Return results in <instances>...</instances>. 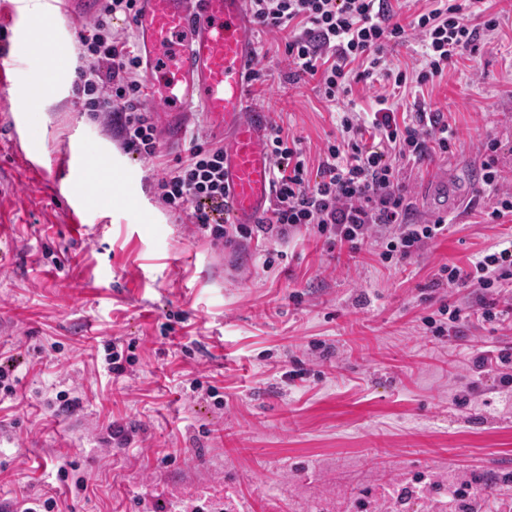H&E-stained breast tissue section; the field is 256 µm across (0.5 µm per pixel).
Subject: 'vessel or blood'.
Masks as SVG:
<instances>
[{
    "label": "vessel or blood",
    "instance_id": "obj_1",
    "mask_svg": "<svg viewBox=\"0 0 512 512\" xmlns=\"http://www.w3.org/2000/svg\"><path fill=\"white\" fill-rule=\"evenodd\" d=\"M133 25L164 122L180 131L199 113L224 133L226 223H257L273 193L267 114L249 94L253 26L244 0H140Z\"/></svg>",
    "mask_w": 512,
    "mask_h": 512
}]
</instances>
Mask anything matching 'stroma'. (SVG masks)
Returning a JSON list of instances; mask_svg holds the SVG:
<instances>
[{
    "label": "stroma",
    "mask_w": 512,
    "mask_h": 512,
    "mask_svg": "<svg viewBox=\"0 0 512 512\" xmlns=\"http://www.w3.org/2000/svg\"><path fill=\"white\" fill-rule=\"evenodd\" d=\"M16 2L0 0V52L12 64L11 86H0V353L21 354L24 365L15 396L0 401V512L30 485L61 512H154L158 502L163 512H454L448 488L463 480L477 512H507L512 383L502 378L512 362L478 359L512 354V289L432 281L442 265L469 268L512 240V216L484 223L496 197L478 180V148L489 140L512 180V0H489L499 28L423 90L380 80L355 84L347 98L365 112L386 94L408 112L420 92L443 114L456 133L452 153L401 174L416 219L447 218V235L390 266L376 248L331 250L303 230L270 267L275 242L213 245L156 193L191 137L221 134L198 115L176 143L159 132L162 158L128 153L118 127L85 110L75 88L82 22L47 5L59 100L41 119L19 120L14 93L32 69L27 11ZM254 43L272 74L252 84L254 104L317 162L336 112L316 81L289 82L282 35L259 32ZM85 148L117 178L85 177ZM61 171L72 194L57 191ZM485 299L500 320L439 337L422 322L441 305L467 312ZM115 340L136 344L119 378L104 361ZM297 360L307 373L288 379ZM62 390L79 396L77 408L56 410ZM114 422L133 429L131 444L109 442ZM63 464L70 479L88 480L87 492L57 480Z\"/></svg>",
    "instance_id": "1"
}]
</instances>
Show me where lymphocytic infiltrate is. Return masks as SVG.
<instances>
[{
	"mask_svg": "<svg viewBox=\"0 0 512 512\" xmlns=\"http://www.w3.org/2000/svg\"><path fill=\"white\" fill-rule=\"evenodd\" d=\"M138 2L100 0L96 17L80 36L84 64L74 83L85 94L88 111L107 113L117 125L124 149L151 160L159 157L161 146L145 106L142 54L136 44L112 34L113 17L135 18ZM482 2L430 0L429 8L405 24L398 21L392 0H246V11L258 30L285 33V53L293 66L289 80L317 78L322 98L336 104L354 84L377 76L398 88H420L442 77L497 30L498 19L485 13ZM412 39L420 46L418 68L393 66L388 49ZM375 103L366 114L342 110L338 134L327 142L313 170L296 139L283 126L272 127L268 145L274 207L258 223H225L224 147L217 143L192 141L185 159L158 180V194L169 208L189 211L192 223L208 231L217 245L238 237L284 244L305 228L331 248L344 245L356 253L375 242L381 262L411 260L445 235L448 225L443 218L428 224L415 220L400 164L422 163L435 149L451 152L455 133L424 103H415L413 112L403 116L386 95H376ZM482 150L480 180L497 195L486 214L493 224L512 214V194L498 190L502 175L496 143H485ZM438 276L450 285L500 288L512 279V244L483 253L470 272L444 265Z\"/></svg>",
	"mask_w": 512,
	"mask_h": 512,
	"instance_id": "1",
	"label": "lymphocytic infiltrate"
}]
</instances>
